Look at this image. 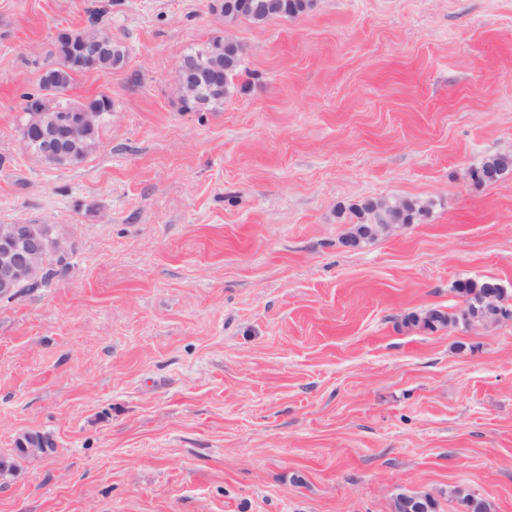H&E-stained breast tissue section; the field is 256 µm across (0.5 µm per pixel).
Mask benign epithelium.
Wrapping results in <instances>:
<instances>
[{"label": "benign epithelium", "mask_w": 512, "mask_h": 512, "mask_svg": "<svg viewBox=\"0 0 512 512\" xmlns=\"http://www.w3.org/2000/svg\"><path fill=\"white\" fill-rule=\"evenodd\" d=\"M224 78V67L212 56L205 59L182 58L177 65L176 94L183 103L197 104L199 90L215 85ZM98 120V110L87 108L82 112H60L39 121L32 131H24L25 139H33L34 156L51 158L67 151H75L83 145ZM44 252L41 235L19 227L0 237V288L12 289L16 284L31 277L39 267ZM507 290L501 283L492 285L484 296L485 311L508 320L512 315L499 308V302ZM434 498L428 494H410L402 499L404 512H425ZM486 498L469 492L461 498L462 512H482Z\"/></svg>", "instance_id": "1"}]
</instances>
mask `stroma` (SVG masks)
Returning <instances> with one entry per match:
<instances>
[{
    "mask_svg": "<svg viewBox=\"0 0 512 512\" xmlns=\"http://www.w3.org/2000/svg\"><path fill=\"white\" fill-rule=\"evenodd\" d=\"M212 0H0V224L69 251L0 300V512H392L400 490L512 512V319L426 331L457 280L512 289V0H311L226 21ZM127 48L64 98L112 99L54 168L21 95L59 31ZM216 36L239 87L188 112L176 64ZM366 199L424 204L352 248ZM40 432L53 443L20 456ZM200 50L208 51L209 53L215 52L225 59L236 60V64L226 71L224 92L220 94L205 93L204 100L208 101L205 112H209L218 104H222L225 98L234 94L236 90L234 78L241 70L244 52L237 42L223 37H214L207 42L191 48L186 53ZM67 255L68 253L64 251H52L47 253L42 261L45 266V273L40 279V281L34 284L24 285L20 287L13 295L3 298H6L7 300L13 299L27 289L48 286L54 279L60 276L59 274L66 267ZM437 309L439 308L433 307L412 313L408 316V320L415 325H421L423 328L432 331L455 325L457 322L456 313H451L444 309L437 312ZM433 311H435V314H431Z\"/></svg>",
    "mask_w": 512,
    "mask_h": 512,
    "instance_id": "obj_1",
    "label": "stroma"
}]
</instances>
